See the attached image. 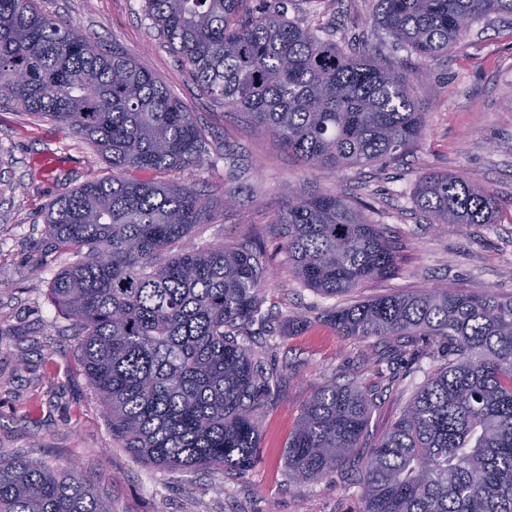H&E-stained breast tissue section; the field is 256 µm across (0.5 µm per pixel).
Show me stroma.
I'll return each instance as SVG.
<instances>
[{
    "mask_svg": "<svg viewBox=\"0 0 512 512\" xmlns=\"http://www.w3.org/2000/svg\"><path fill=\"white\" fill-rule=\"evenodd\" d=\"M289 18L321 37L363 53L379 48L375 0H277ZM37 9L77 27L100 48L119 50L165 82L210 132L209 159L190 170L159 173L193 185L213 205L187 245L201 248L263 232L266 284L251 344L281 376L261 421L260 460L242 475L159 471L135 459L112 437L103 409L75 356L70 321L51 297L55 275L68 266L44 222L51 202L84 183L112 175L110 165L67 126L0 102V453H23L81 472L112 498V512H356V469L341 467L313 482L289 478L288 437L314 389L334 378L374 398L369 439L396 420L416 387L443 364L446 350L421 337L428 355L406 378L378 370L372 350L381 338L337 335L324 321L336 307L399 291L461 288L512 296V18L480 20L447 55L416 65L426 102L423 138L396 162L318 172L299 163L247 113L200 90L179 56L164 46L141 11V0H35ZM461 174L499 199L495 223L428 224L412 204L421 172ZM330 191L370 203L401 256L397 276L325 298L295 278L279 236L269 227L297 195ZM308 321L292 333L288 321Z\"/></svg>",
    "mask_w": 512,
    "mask_h": 512,
    "instance_id": "35a3bbf8",
    "label": "stroma"
}]
</instances>
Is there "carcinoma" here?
<instances>
[{
    "label": "carcinoma",
    "instance_id": "obj_1",
    "mask_svg": "<svg viewBox=\"0 0 512 512\" xmlns=\"http://www.w3.org/2000/svg\"><path fill=\"white\" fill-rule=\"evenodd\" d=\"M247 0H143L157 35L224 105L240 108L314 170L396 161L422 138L425 105L408 70L379 65ZM512 0H377L376 25L419 64L446 53ZM49 116L95 146L112 177L57 198L47 224L76 257L51 285L76 329V353L112 436L164 471L235 472L256 464L258 417L274 375L249 344L264 267L223 244L169 254L212 205L188 184L127 173L185 170L210 155L208 132L133 57L94 46L34 0H0V100ZM413 203L430 224H493L490 189L422 173ZM360 201L323 193L274 223L296 277L324 297L399 270L386 227ZM342 336L386 337L377 364L410 370L404 339L446 343L444 364L410 397L361 468L357 512H512V297L448 288L398 292L326 314ZM373 398L330 379L288 439L285 466L315 482L355 462ZM0 512H112L71 464L0 455Z\"/></svg>",
    "mask_w": 512,
    "mask_h": 512
}]
</instances>
